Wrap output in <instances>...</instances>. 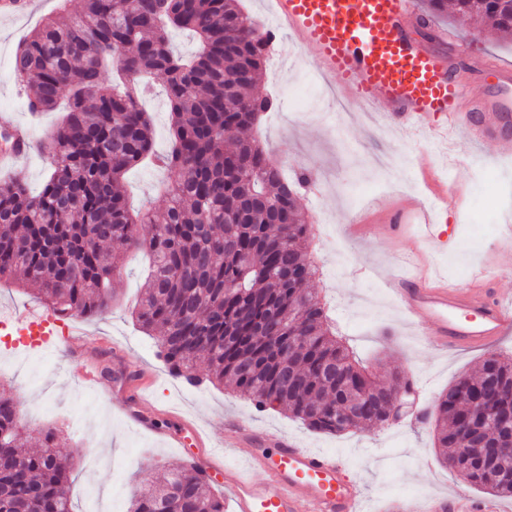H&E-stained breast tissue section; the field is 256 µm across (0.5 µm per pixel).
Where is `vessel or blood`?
<instances>
[{
    "label": "vessel or blood",
    "instance_id": "1",
    "mask_svg": "<svg viewBox=\"0 0 512 512\" xmlns=\"http://www.w3.org/2000/svg\"><path fill=\"white\" fill-rule=\"evenodd\" d=\"M276 24L287 32L316 75L334 85L340 98L362 111L376 112L396 129L422 131L433 138L465 128L472 145L490 142L512 150V65L494 59L476 62L470 47L443 51L419 42L411 19L413 0H271ZM445 198L409 199L387 213L384 229L397 235L416 227L425 255L415 271L387 280L417 335L440 352L481 349L512 329V305L482 272L462 284L434 277L430 256L442 247L436 220ZM29 337L31 348L70 351L84 333L66 327L51 310L30 307L8 319ZM144 375L128 386L131 419L156 432L154 409L143 391ZM224 445L247 449V469H225L224 486L234 512H358L360 484L335 455L300 447L277 432L233 419ZM396 512H500L497 503L476 502L456 493L416 504L397 502Z\"/></svg>",
    "mask_w": 512,
    "mask_h": 512
}]
</instances>
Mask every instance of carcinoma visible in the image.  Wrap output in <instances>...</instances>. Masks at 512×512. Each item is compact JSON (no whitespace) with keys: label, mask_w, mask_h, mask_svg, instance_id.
Masks as SVG:
<instances>
[{"label":"carcinoma","mask_w":512,"mask_h":512,"mask_svg":"<svg viewBox=\"0 0 512 512\" xmlns=\"http://www.w3.org/2000/svg\"><path fill=\"white\" fill-rule=\"evenodd\" d=\"M512 32V0H424ZM198 38L175 53L168 31ZM267 29L239 0H82L80 13L48 18L17 47L19 85L34 89L28 111H60L47 143L53 168L41 191L0 182V279L23 276L60 319L107 311L122 256L112 243L152 258L136 312L172 372L189 383H231L259 411L278 409L311 430L339 434L381 425L396 390L353 359L328 324L305 244L300 175L283 177L269 152L244 132L272 101L255 93L265 67ZM128 45L108 85L103 74ZM166 77L171 147L153 156L140 100L146 78ZM155 157L168 173L163 222L127 208L126 172ZM207 361L205 378L197 374ZM21 405L0 395V512H74L67 465L49 428L20 427ZM37 436L43 449L24 450ZM435 443L468 484L512 496L492 456L512 446V358L491 356L463 374L436 405ZM128 512H224L199 465L171 469L144 488Z\"/></svg>","instance_id":"1"}]
</instances>
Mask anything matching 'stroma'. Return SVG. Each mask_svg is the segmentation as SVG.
Listing matches in <instances>:
<instances>
[{
	"label": "stroma",
	"instance_id": "1",
	"mask_svg": "<svg viewBox=\"0 0 512 512\" xmlns=\"http://www.w3.org/2000/svg\"><path fill=\"white\" fill-rule=\"evenodd\" d=\"M24 14H0V113H12L27 125L37 142H45L60 122L58 112L32 114L13 73L18 43L39 22L60 11L76 14L81 0H32ZM435 27L470 43L480 55L512 62V39L487 28H463L452 18H438ZM154 91L144 102L156 152L171 144L170 112L162 78H152ZM274 107L262 113L257 133L273 160L288 177L308 173L316 189H305V211L312 222L309 247L316 274L309 286L324 300L339 335L373 373L421 378L431 400H438L460 374L476 372L489 354L512 357V333L491 348L441 354L412 335L403 313L385 290L386 277L398 271L402 256L418 251L414 228L391 238L381 233L379 217L409 197L425 198L428 182L415 164L420 154L433 162L434 179L445 183L448 209L440 224L456 246L432 259L447 282L483 269L498 277L501 295L512 299V254L494 245L512 208H496L501 185L512 183V155L495 145L476 149L463 132L451 140L452 155L426 134L384 128L381 120L353 105L337 109L311 65L287 37L269 47V60L257 85ZM164 173L151 165L124 178L132 210L165 211L161 186ZM147 255L129 248L123 255L118 303L102 315L80 318L87 330L107 337L110 349L97 353L107 378H122L141 367L151 371L147 394L153 407L170 411L163 423L177 429L178 419L194 422L205 441H224L225 420L237 416L258 427L279 431L307 447L345 458L362 484L363 512H390L404 497L445 494L461 485L448 471L435 445L432 424L414 427L408 421L388 423L366 432L339 435L307 429L276 410L256 412L232 386L193 387L172 376L157 355L156 341L139 329L132 313L140 300ZM81 357L49 349L6 348L0 344V393L18 399L26 422L55 428L61 457L72 464L71 494L75 512H127L144 485L187 463L183 449L162 434L138 431L117 406L125 392L104 395L81 377Z\"/></svg>",
	"mask_w": 512,
	"mask_h": 512
}]
</instances>
